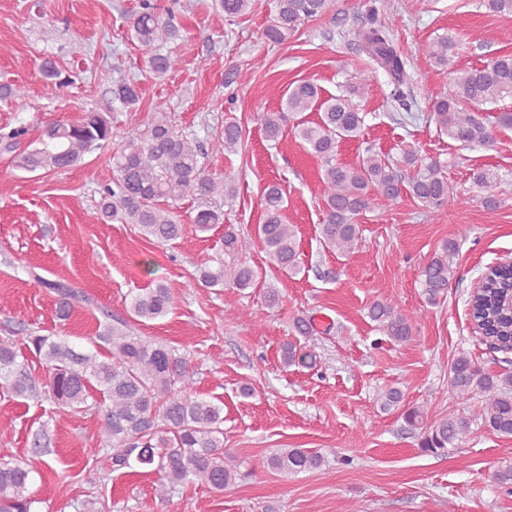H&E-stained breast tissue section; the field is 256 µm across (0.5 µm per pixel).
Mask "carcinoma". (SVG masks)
<instances>
[{
    "mask_svg": "<svg viewBox=\"0 0 512 512\" xmlns=\"http://www.w3.org/2000/svg\"><path fill=\"white\" fill-rule=\"evenodd\" d=\"M330 0H274L275 15L264 32L274 44L285 42L299 27L327 10ZM254 0H218L225 14L238 16L251 11ZM130 37L147 48L146 72L163 80L178 65L172 44L180 37L172 14L159 11L154 0H141L129 28ZM360 51L369 63L383 70L393 86V96L403 98L408 84V58L396 48L388 27L373 23L356 32ZM459 40L450 32L437 35L425 53L435 65L448 66L457 54ZM50 87L61 88L70 77L56 60L46 57L39 68ZM372 71L359 69L352 75L348 95H323L318 85L303 81L288 88L280 110L260 112L257 120L266 138L277 141L283 135L286 116L295 118V137L321 164L324 219L318 225L320 242L326 248L347 255L358 247L361 225L358 216L383 199L393 202L407 195L425 207L436 219L445 217L443 205L453 193L448 182V164L423 158L411 148L402 150L394 161L368 147L353 165L336 162L340 141L361 132L365 116L352 96L368 85ZM111 103L122 112H149L150 118L130 124L112 153V184L101 190V215L118 217L133 224L144 237L166 244L181 238L184 225L174 204L198 201L191 223L207 232L224 225V259L217 265L204 264L195 272L204 288L247 289L258 284L259 269L246 260L253 237L233 224L224 223L222 208L213 204L236 197L235 177L217 173L200 163L202 145L195 134L180 130L162 111L143 104L138 84L118 81L110 89ZM512 98V54H501L479 67L448 72V90L435 97L427 121L437 132L465 147L491 149L499 129H512V110L494 116H479L482 107ZM319 113L318 121L304 118ZM28 129L20 126L0 133V152L14 154V167L26 172H57L80 164L85 156L112 139V126L99 112L88 110L76 122L57 121L45 126L38 145L24 144ZM220 145L224 154L238 153L243 129L232 114L224 116ZM484 194V203L495 206L498 175L483 169L474 175ZM264 220L256 227L268 267L286 274L301 270L297 230L285 222V198L277 183L264 189ZM458 247L443 242L440 251L421 268L420 284L427 303L441 301L456 275ZM43 287L57 296V317H69L77 293L66 284L45 281ZM512 298V266L499 265L484 271L477 294L470 295L469 315L475 329L490 343L512 344V312L501 306ZM175 296L158 285L131 299L132 318L141 322L169 314ZM393 341L407 343L413 328L399 305L378 300L369 308ZM103 324L94 337L95 350L81 351L58 336L32 333L25 347L39 358L44 375H32L18 360L16 343L0 339V388L24 399L48 401L60 416L70 412L97 411L102 417L105 442L112 447V470L144 469L158 475L157 489L168 493L183 485H197L213 493L236 484L241 477L239 463L224 448V403L206 399L195 390L188 358L177 349L152 342L131 330L124 319ZM450 390L460 397L479 395L480 411L471 415L450 413L428 421L421 406L401 408L403 395L390 388L382 395L383 409H402L403 419L420 437L424 451L439 454L472 432L474 421L496 435L512 436V372L491 373L466 353L452 359ZM324 455L308 448H278L266 457L267 467L295 475L322 466ZM32 468L26 462L0 461V512H32L35 499L30 485Z\"/></svg>",
    "mask_w": 512,
    "mask_h": 512,
    "instance_id": "carcinoma-1",
    "label": "carcinoma"
}]
</instances>
